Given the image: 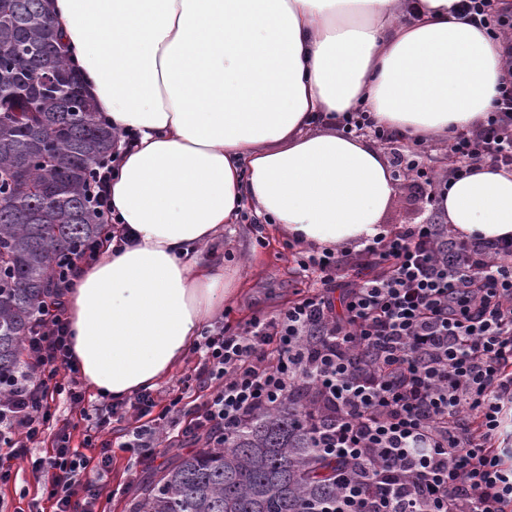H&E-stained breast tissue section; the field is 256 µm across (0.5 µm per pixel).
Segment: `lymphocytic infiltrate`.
Masks as SVG:
<instances>
[{"instance_id": "1", "label": "lymphocytic infiltrate", "mask_w": 512, "mask_h": 512, "mask_svg": "<svg viewBox=\"0 0 512 512\" xmlns=\"http://www.w3.org/2000/svg\"><path fill=\"white\" fill-rule=\"evenodd\" d=\"M459 14L491 39L512 37V0H459ZM506 53L486 120L448 138L458 166L423 164L421 143H405L367 110L343 115V132L375 139L431 208L426 222L381 231L364 247L371 277L347 279L345 251L300 250L309 287L298 299L202 337L195 376L210 387L206 399L163 403L141 390L85 414L79 451L68 426H55L51 401L62 394L84 405L64 297L80 265L96 262L116 236L109 199L121 154L114 148L93 163L87 193L105 233L58 254L52 300L25 339V363L0 384L1 448L23 459L53 434L52 454L32 467L54 512H96L86 470H110L113 418H132L124 446L148 452L217 431L231 436L298 393L314 400L318 446L338 464L330 512H512V448L501 445L512 410V239L459 236L439 207L449 182L476 166L512 172V44Z\"/></svg>"}]
</instances>
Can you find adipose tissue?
Instances as JSON below:
<instances>
[{
	"mask_svg": "<svg viewBox=\"0 0 512 512\" xmlns=\"http://www.w3.org/2000/svg\"><path fill=\"white\" fill-rule=\"evenodd\" d=\"M457 0H50L67 61L115 133L136 139L112 182L131 234L82 267L66 296L72 363L122 400L167 378L239 279L203 249L245 205L292 238L365 246L394 177L338 131L363 107L415 140L483 122L499 42ZM461 236L512 237V172L448 185Z\"/></svg>",
	"mask_w": 512,
	"mask_h": 512,
	"instance_id": "adipose-tissue-1",
	"label": "adipose tissue"
}]
</instances>
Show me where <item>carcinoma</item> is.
I'll list each match as a JSON object with an SVG mask.
<instances>
[{
    "label": "carcinoma",
    "mask_w": 512,
    "mask_h": 512,
    "mask_svg": "<svg viewBox=\"0 0 512 512\" xmlns=\"http://www.w3.org/2000/svg\"><path fill=\"white\" fill-rule=\"evenodd\" d=\"M49 72L72 75L47 0H0V378L19 364L55 256L102 230L86 184L114 134L91 98L45 82ZM304 402L175 456L143 483L132 512H329L336 461L315 448Z\"/></svg>",
    "instance_id": "obj_1"
}]
</instances>
